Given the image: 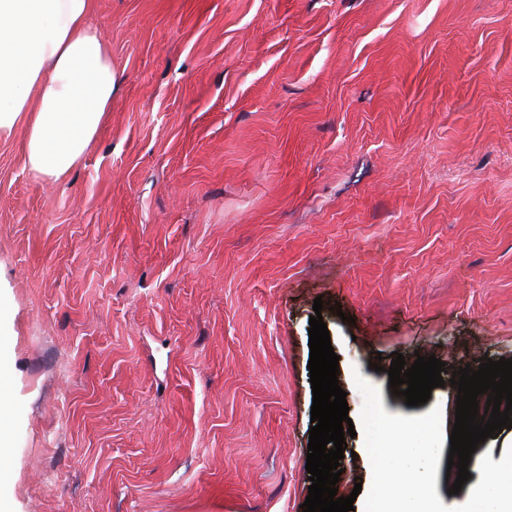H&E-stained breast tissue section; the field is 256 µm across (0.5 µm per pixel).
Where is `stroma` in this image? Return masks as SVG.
<instances>
[{"label": "stroma", "instance_id": "35a3bbf8", "mask_svg": "<svg viewBox=\"0 0 512 512\" xmlns=\"http://www.w3.org/2000/svg\"><path fill=\"white\" fill-rule=\"evenodd\" d=\"M112 110L57 183L0 140V499L303 512L315 298L384 410L512 358V0H93ZM445 362L426 404L396 356ZM337 494L367 483L346 440Z\"/></svg>", "mask_w": 512, "mask_h": 512}]
</instances>
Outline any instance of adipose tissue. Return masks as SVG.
<instances>
[{
  "label": "adipose tissue",
  "instance_id": "adipose-tissue-1",
  "mask_svg": "<svg viewBox=\"0 0 512 512\" xmlns=\"http://www.w3.org/2000/svg\"><path fill=\"white\" fill-rule=\"evenodd\" d=\"M93 0H0V140L24 129L23 165L57 182L112 109V54Z\"/></svg>",
  "mask_w": 512,
  "mask_h": 512
}]
</instances>
